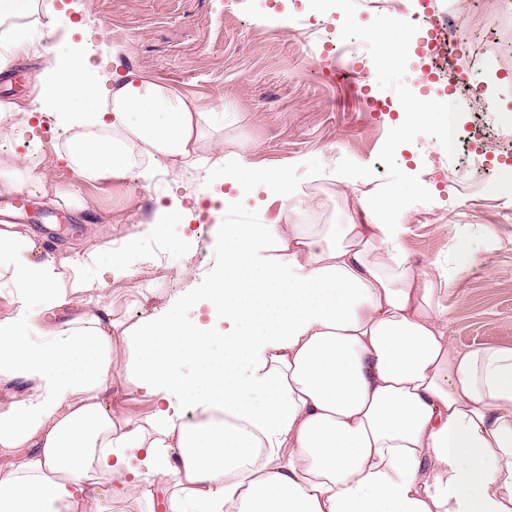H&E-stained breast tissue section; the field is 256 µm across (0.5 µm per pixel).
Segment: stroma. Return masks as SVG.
<instances>
[{
	"mask_svg": "<svg viewBox=\"0 0 512 512\" xmlns=\"http://www.w3.org/2000/svg\"><path fill=\"white\" fill-rule=\"evenodd\" d=\"M270 0H82L91 30H105L93 41L91 61L99 71L100 97L125 73L141 72L159 83L197 98L204 107L205 137L201 166L192 172L170 169L157 157L153 176H130L106 188L68 168L64 160L68 132L52 134L50 143L32 150L27 161L33 179L62 194L82 196L87 210L69 213L61 222L33 216L22 231L48 244L67 305L49 296L25 292L8 273L0 274V320L14 317L21 305L38 311L35 341L63 329L75 312L101 304L115 319L131 324L161 311L189 318L177 305L180 296L205 279L224 256L218 237L222 224H286L290 214L281 201L267 207L254 202L232 213L194 212L189 225L168 224L147 230L157 204L189 195H216L220 189L208 172L244 154L247 162L287 170L302 188L318 187L303 215L307 224H344L354 216L362 193L396 186L410 202L396 218L406 227L403 246L409 264L436 289L444 308L448 337L458 347H512V179L502 168L512 162V64L497 46L484 45L488 18L496 0H447L459 7L458 27L474 45V56L459 60L460 78L478 85L497 105L480 112L464 92H456L452 109H440L424 129L402 132L392 112L367 109L358 91L404 110L407 92L426 63L413 54L424 31L420 0L401 8L403 30L381 29L386 13L367 10L361 0H342L323 19H309L306 0H281L280 11L301 18L293 28L275 24ZM358 40L364 73L351 77L327 65L328 48ZM389 41L399 58L390 67L381 60L380 40ZM65 28L30 43L0 72V102L22 108L37 104V75L47 65L48 48L64 49ZM456 120L462 138L448 153L443 134ZM250 151H243V144ZM350 180L324 178L332 168ZM427 187L415 197L413 187ZM491 232L493 246L479 265L448 281V260L458 237ZM96 261H89V253ZM133 276L117 274V267ZM83 288L73 290L74 280Z\"/></svg>",
	"mask_w": 512,
	"mask_h": 512,
	"instance_id": "stroma-1",
	"label": "stroma"
}]
</instances>
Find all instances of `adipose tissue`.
Masks as SVG:
<instances>
[{
	"label": "adipose tissue",
	"mask_w": 512,
	"mask_h": 512,
	"mask_svg": "<svg viewBox=\"0 0 512 512\" xmlns=\"http://www.w3.org/2000/svg\"><path fill=\"white\" fill-rule=\"evenodd\" d=\"M64 18L0 0V69ZM37 84L84 177L127 180L135 153L200 161L202 106L144 74L99 105L98 72L71 49ZM222 181L230 206L245 186L293 212L306 203L286 172L240 156ZM402 201L392 187L363 194L345 224L222 226L223 265L178 301L207 308L205 325L153 314L128 326L105 304L37 343L34 312L0 321V377L32 385L0 410V447L21 451L0 474V512H112L115 477L151 483L162 512H512V348L450 342L431 282L408 263ZM0 268L28 291L56 279L53 258L16 231L0 230ZM124 377L155 401L145 421L115 409ZM176 391L192 394L196 421Z\"/></svg>",
	"instance_id": "obj_1"
}]
</instances>
